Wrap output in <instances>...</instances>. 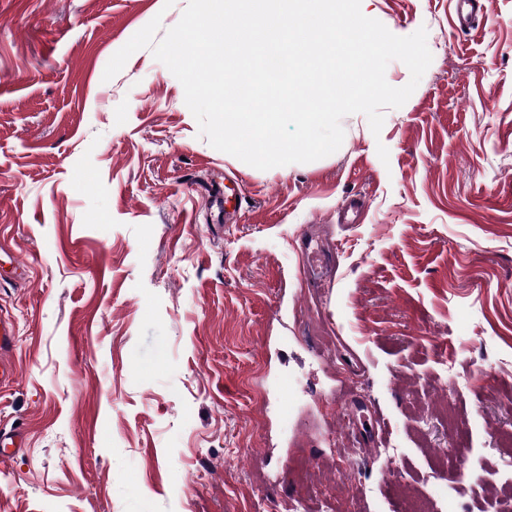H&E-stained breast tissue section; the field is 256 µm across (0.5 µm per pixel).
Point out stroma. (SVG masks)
I'll return each instance as SVG.
<instances>
[{"label": "stroma", "mask_w": 512, "mask_h": 512, "mask_svg": "<svg viewBox=\"0 0 512 512\" xmlns=\"http://www.w3.org/2000/svg\"><path fill=\"white\" fill-rule=\"evenodd\" d=\"M187 4L0 0V233L24 274L0 283V428L27 440L0 512H486L484 484L512 504V0L466 34L451 0H363L426 28L431 65L380 134L351 114L338 151L266 171L200 136L150 50L103 78ZM228 176L232 224L208 193ZM306 239L335 253L330 291ZM15 336L14 324L0 316V385L6 380H14L18 375L14 360Z\"/></svg>", "instance_id": "obj_1"}]
</instances>
